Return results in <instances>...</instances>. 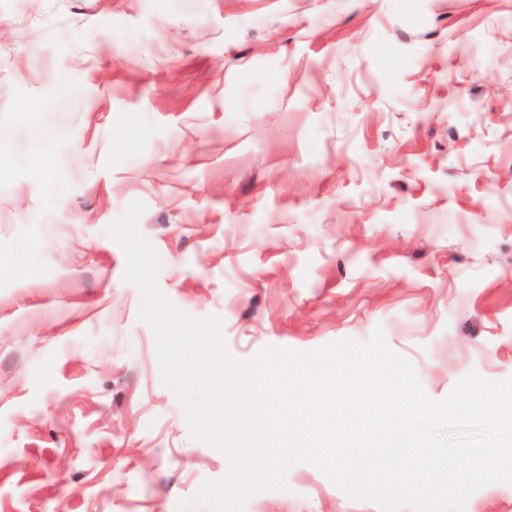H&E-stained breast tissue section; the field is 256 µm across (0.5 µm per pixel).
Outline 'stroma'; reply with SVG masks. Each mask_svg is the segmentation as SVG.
<instances>
[{"mask_svg":"<svg viewBox=\"0 0 512 512\" xmlns=\"http://www.w3.org/2000/svg\"><path fill=\"white\" fill-rule=\"evenodd\" d=\"M0 161V512H176L229 469L106 233L136 200L238 360L379 327L431 399L512 378V0H0ZM287 482L245 512H381Z\"/></svg>","mask_w":512,"mask_h":512,"instance_id":"obj_1","label":"stroma"}]
</instances>
